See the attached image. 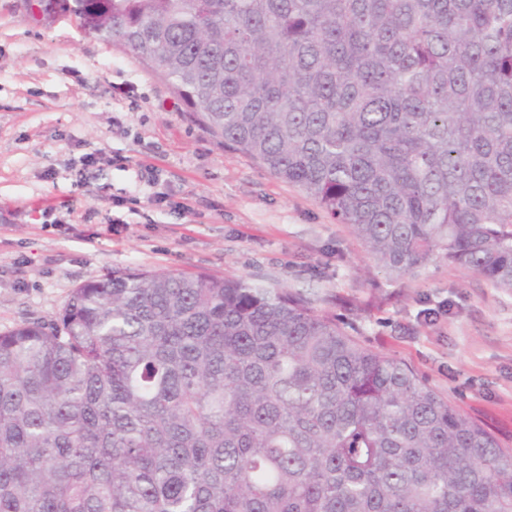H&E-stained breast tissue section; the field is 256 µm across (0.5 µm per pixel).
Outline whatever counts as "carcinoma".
Listing matches in <instances>:
<instances>
[{"mask_svg": "<svg viewBox=\"0 0 512 512\" xmlns=\"http://www.w3.org/2000/svg\"><path fill=\"white\" fill-rule=\"evenodd\" d=\"M213 138L512 290V0H74ZM0 512H512V454L302 295L115 269L0 334Z\"/></svg>", "mask_w": 512, "mask_h": 512, "instance_id": "1", "label": "carcinoma"}]
</instances>
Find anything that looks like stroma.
Segmentation results:
<instances>
[{
  "label": "stroma",
  "instance_id": "35a3bbf8",
  "mask_svg": "<svg viewBox=\"0 0 512 512\" xmlns=\"http://www.w3.org/2000/svg\"><path fill=\"white\" fill-rule=\"evenodd\" d=\"M129 267L301 292L512 453V291L439 257L389 280L350 225L212 138L128 51L0 0V333Z\"/></svg>",
  "mask_w": 512,
  "mask_h": 512
}]
</instances>
